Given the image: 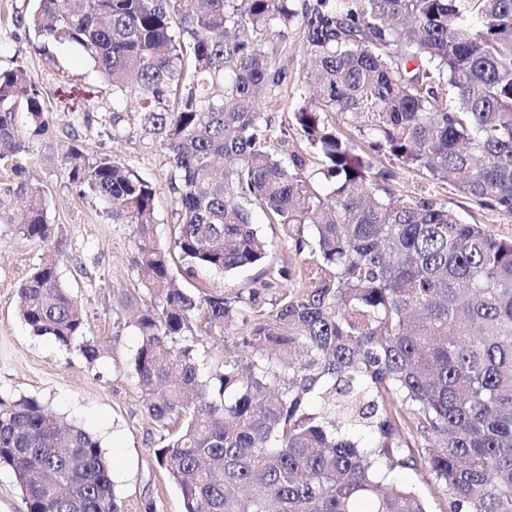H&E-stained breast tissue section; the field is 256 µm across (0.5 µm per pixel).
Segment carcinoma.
<instances>
[{"mask_svg": "<svg viewBox=\"0 0 512 512\" xmlns=\"http://www.w3.org/2000/svg\"><path fill=\"white\" fill-rule=\"evenodd\" d=\"M44 53L79 47L112 91V136L138 113L168 156L172 251L154 242L156 189L108 155L73 145L67 176L136 226L152 306L135 358L153 454L185 512H512V239L463 221L439 195L399 197L383 155L512 217V0H37L19 19ZM303 33L288 80L268 43ZM288 113L306 154L281 149L261 105ZM45 103L19 67L0 69V220L47 240L43 188L18 161L16 114ZM353 114L359 135L332 114ZM330 185L321 194L309 158ZM308 253L309 285L282 296L203 377L193 321L239 320L242 300L176 283L172 262L230 273L260 263L253 215ZM312 227L307 237L302 225ZM37 336L102 354L46 255L17 287ZM23 512H137L118 495L99 440L33 398L0 397V466ZM398 479L420 493L428 502L429 509L433 512H441L444 496L437 489L429 487L422 483L419 477L412 471H403L399 473Z\"/></svg>", "mask_w": 512, "mask_h": 512, "instance_id": "cac0c4a2", "label": "carcinoma"}]
</instances>
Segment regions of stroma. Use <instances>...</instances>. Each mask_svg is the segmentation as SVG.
Instances as JSON below:
<instances>
[{
  "instance_id": "obj_1",
  "label": "stroma",
  "mask_w": 512,
  "mask_h": 512,
  "mask_svg": "<svg viewBox=\"0 0 512 512\" xmlns=\"http://www.w3.org/2000/svg\"><path fill=\"white\" fill-rule=\"evenodd\" d=\"M35 6V0H0V68L22 66L48 107L46 133L34 135L35 122L25 112L18 113L17 126L29 135L21 162L45 191L53 231L45 242L25 239L17 224L24 206L20 199L13 202L10 218L0 221V397L37 399L66 422L81 425L99 439L124 497L152 512H183L179 489L154 460L152 450L161 429L148 416L135 374L141 338L134 320L148 296L132 246L133 231L129 225L112 223L96 196L69 182L64 157L72 140L67 130L76 129L86 153L112 156L155 186L159 222L154 236L162 249L170 248L176 222L168 157L158 144L140 138L136 119L127 120L126 137L112 138L99 120L101 113L111 111L112 97L92 62L73 45H57L49 54H40L24 28L16 26V17L31 14ZM76 111L89 112L90 122L72 125ZM440 197L464 221L483 224L497 237H512L511 218L470 203L452 187L441 190ZM257 227L268 243L262 263L226 276L200 269L192 279L177 266L174 275L184 286L205 285L229 297L257 291L254 311L267 313L288 288L304 287L297 274L309 256L295 251L281 225L261 218ZM48 251L58 260L61 280L83 317L87 338L104 348L95 363H87L79 348L33 335L19 318L16 287ZM279 268L295 272L291 284L271 280V271ZM246 330L240 322L202 335L196 353L205 372L223 360L241 357Z\"/></svg>"
}]
</instances>
